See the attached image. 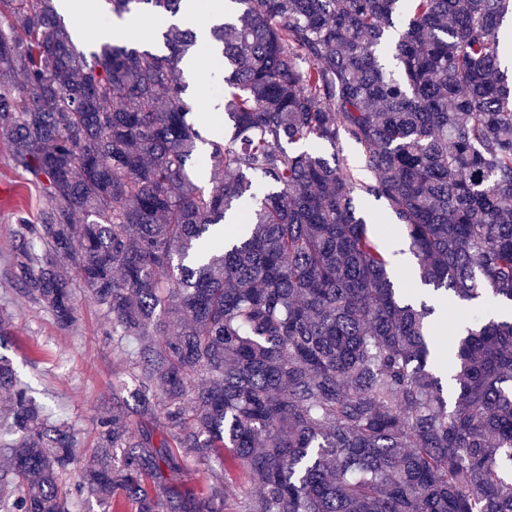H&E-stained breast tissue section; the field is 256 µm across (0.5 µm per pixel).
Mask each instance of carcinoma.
I'll return each instance as SVG.
<instances>
[{
  "label": "carcinoma",
  "instance_id": "cac0c4a2",
  "mask_svg": "<svg viewBox=\"0 0 512 512\" xmlns=\"http://www.w3.org/2000/svg\"><path fill=\"white\" fill-rule=\"evenodd\" d=\"M109 2L158 20L182 0ZM509 18L512 0H227L205 136L192 30L88 57L55 0H0V140L39 206L11 277L65 329L79 281L115 346L139 340L136 410L101 407L82 459L0 356V512H222L233 472L255 482L238 512H512V316L483 312L512 308ZM363 198L434 302L397 287ZM213 463L203 488L173 480Z\"/></svg>",
  "mask_w": 512,
  "mask_h": 512
}]
</instances>
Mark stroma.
Masks as SVG:
<instances>
[{
  "instance_id": "35a3bbf8",
  "label": "stroma",
  "mask_w": 512,
  "mask_h": 512,
  "mask_svg": "<svg viewBox=\"0 0 512 512\" xmlns=\"http://www.w3.org/2000/svg\"><path fill=\"white\" fill-rule=\"evenodd\" d=\"M37 194L24 187L12 167L7 144L0 141V305L14 317L13 329L0 342V354L9 357L20 379L36 398L76 432L77 448L92 439L98 407L110 401L117 380L127 375V353L112 344L111 328L83 287L74 297L79 314L72 329L59 327L53 318L27 299L10 275L9 254L15 243L19 212L35 214Z\"/></svg>"
}]
</instances>
